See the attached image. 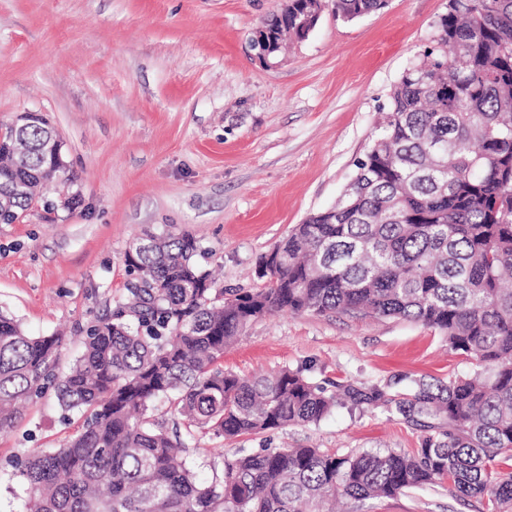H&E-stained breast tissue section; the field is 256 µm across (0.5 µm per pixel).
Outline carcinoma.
Wrapping results in <instances>:
<instances>
[{
    "label": "carcinoma",
    "mask_w": 512,
    "mask_h": 512,
    "mask_svg": "<svg viewBox=\"0 0 512 512\" xmlns=\"http://www.w3.org/2000/svg\"><path fill=\"white\" fill-rule=\"evenodd\" d=\"M386 0H288L263 23L272 50L303 39L325 8L347 21ZM433 46L401 74L376 138L336 203L295 225L260 259L262 285L225 294L185 235L140 239L112 312L67 337L32 336L0 311V432L52 388L64 446L15 462L34 496L26 512H327L446 486L484 512H512V0H448ZM53 138L31 117L0 133V224L21 221L66 171H49ZM281 311L360 313L421 323L473 358L471 375L336 384L288 368L224 370V348ZM163 400L171 416H155ZM381 409L424 433L395 448H238L197 479L196 434L233 439L320 422L340 402Z\"/></svg>",
    "instance_id": "1"
}]
</instances>
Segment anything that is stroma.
Wrapping results in <instances>:
<instances>
[{
	"mask_svg": "<svg viewBox=\"0 0 512 512\" xmlns=\"http://www.w3.org/2000/svg\"><path fill=\"white\" fill-rule=\"evenodd\" d=\"M282 0H0V127L47 115L63 142L70 186L27 217L0 224V309L35 336H78L125 293L131 243L193 237L226 291L258 284L256 268L294 225L332 206L370 149L388 94L418 60L448 0H387L344 21L324 10L303 42L264 66L252 33ZM76 193L66 209L61 198ZM225 369L287 367L335 392L345 380L463 375L471 359L433 329L403 319L280 313L247 326ZM76 430L53 394L0 433V512H24L13 464ZM422 433L377 409L336 407L320 423L232 442L201 434L199 479L239 448L336 453L419 447ZM441 487L382 501L342 499L336 512H480Z\"/></svg>",
	"mask_w": 512,
	"mask_h": 512,
	"instance_id": "35a3bbf8",
	"label": "stroma"
}]
</instances>
